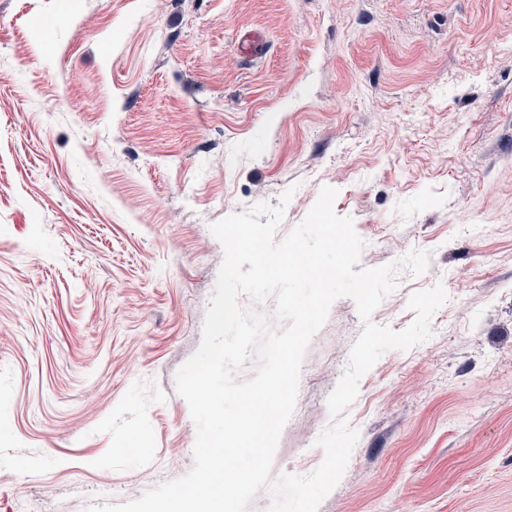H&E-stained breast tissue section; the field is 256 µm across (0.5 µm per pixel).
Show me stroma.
<instances>
[{"label": "stroma", "instance_id": "1", "mask_svg": "<svg viewBox=\"0 0 512 512\" xmlns=\"http://www.w3.org/2000/svg\"><path fill=\"white\" fill-rule=\"evenodd\" d=\"M326 187L361 266L431 254L374 323L447 300L362 376L318 512H512V0H0V512L184 476L211 226L287 193L283 239ZM362 329L336 300L272 477L323 462Z\"/></svg>", "mask_w": 512, "mask_h": 512}]
</instances>
